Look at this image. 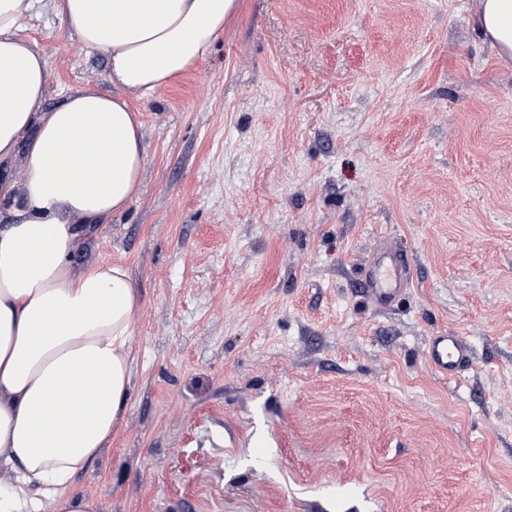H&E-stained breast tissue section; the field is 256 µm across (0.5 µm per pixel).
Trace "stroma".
<instances>
[{
    "mask_svg": "<svg viewBox=\"0 0 512 512\" xmlns=\"http://www.w3.org/2000/svg\"><path fill=\"white\" fill-rule=\"evenodd\" d=\"M146 100L141 192L74 270L140 294L132 385L73 478L100 512H512V62L475 0H239ZM44 106L112 92L38 0ZM412 265L379 310V239ZM464 336L459 380L424 359ZM408 256L390 240H381L360 269V282L367 301L375 308L389 309L412 283ZM424 356L428 366L448 380L459 379L472 364L470 345L451 332H439L428 338Z\"/></svg>",
    "mask_w": 512,
    "mask_h": 512,
    "instance_id": "35a3bbf8",
    "label": "stroma"
}]
</instances>
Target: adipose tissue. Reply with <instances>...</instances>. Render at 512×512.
<instances>
[{
  "label": "adipose tissue",
  "mask_w": 512,
  "mask_h": 512,
  "mask_svg": "<svg viewBox=\"0 0 512 512\" xmlns=\"http://www.w3.org/2000/svg\"><path fill=\"white\" fill-rule=\"evenodd\" d=\"M35 0H0V160L24 147V189L0 183V463L19 489L0 512H99L73 477L112 440L132 383L138 288L121 263L73 272L89 225L141 190L147 98L190 72L224 33L235 0H53L62 30L103 54L119 89L43 103L46 59L18 32ZM475 22L512 61V0H479ZM37 494L20 495L23 487Z\"/></svg>",
  "instance_id": "adipose-tissue-1"
}]
</instances>
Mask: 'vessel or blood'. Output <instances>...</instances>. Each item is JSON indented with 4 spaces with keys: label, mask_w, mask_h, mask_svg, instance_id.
<instances>
[{
    "label": "vessel or blood",
    "mask_w": 512,
    "mask_h": 512,
    "mask_svg": "<svg viewBox=\"0 0 512 512\" xmlns=\"http://www.w3.org/2000/svg\"><path fill=\"white\" fill-rule=\"evenodd\" d=\"M360 282L372 306L381 310L390 308L412 283V269L407 255L392 241H380L360 269ZM424 356L434 372L451 380L459 379L473 360L468 342L451 332L430 336Z\"/></svg>",
    "instance_id": "b4317fda"
}]
</instances>
